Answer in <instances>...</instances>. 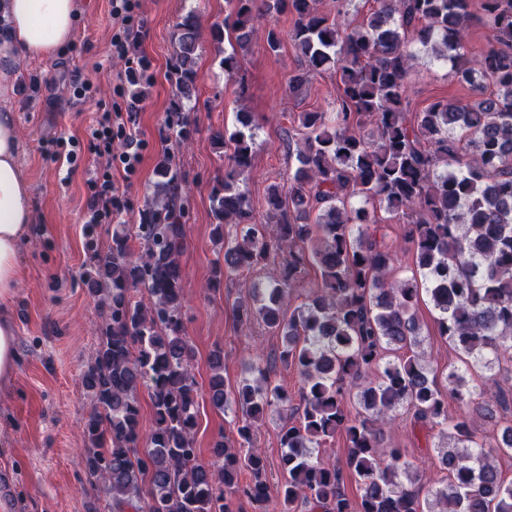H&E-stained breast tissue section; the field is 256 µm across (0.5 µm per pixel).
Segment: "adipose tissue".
<instances>
[{"mask_svg": "<svg viewBox=\"0 0 512 512\" xmlns=\"http://www.w3.org/2000/svg\"><path fill=\"white\" fill-rule=\"evenodd\" d=\"M78 22L77 0H0V82L10 83L26 61L48 62L64 54ZM17 114L0 110V380L9 379L17 353L7 313L19 284L20 246L35 222L32 187L22 174Z\"/></svg>", "mask_w": 512, "mask_h": 512, "instance_id": "1", "label": "adipose tissue"}]
</instances>
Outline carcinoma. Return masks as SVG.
I'll list each match as a JSON object with an SVG mask.
<instances>
[{
	"mask_svg": "<svg viewBox=\"0 0 512 512\" xmlns=\"http://www.w3.org/2000/svg\"><path fill=\"white\" fill-rule=\"evenodd\" d=\"M232 2L241 48L262 19L293 16L288 40L301 68L290 90L314 72H340L332 110L294 118L302 133L295 169L285 184L267 188L263 219L239 185L255 154L251 120L239 113L242 129L212 137L215 149L229 151V162L211 191L212 239L224 243V268L209 286L288 251L278 276L253 284L239 300L235 318L245 330L261 322L283 333L276 360L299 374V401L260 367L254 382L227 391L224 351L214 350L208 401L221 411L237 406L246 418L236 429L241 450L220 439L210 459H201V393L182 314L184 200L176 164L165 154L140 223L113 225L104 254L97 250L99 225H88L83 282L98 298L102 324L82 375L92 405L86 470L112 498V512H232L240 492L261 510L267 463L248 446L257 423L278 407L289 411L280 427L283 512L297 504L307 512H512V482L497 465L512 453V424L479 442L470 414L472 406L488 413L490 403L504 404L512 393L499 378L501 360L512 361V0H481L490 35L478 53L467 41L473 0H372L354 27L344 10L351 0H336L334 15L322 0ZM199 37L189 12L174 27L177 101L166 115V128L181 138L188 134L183 112L195 88ZM421 48L451 61L474 99L410 111L406 87ZM381 206L406 219L404 249L416 264L410 277L389 276L398 250L378 234ZM134 241L145 247L139 256ZM309 264L320 280L288 313ZM139 288L149 305L133 300ZM422 294L436 310L439 335L466 364L488 372L481 386H468L454 368L439 383L421 350ZM141 389L153 408L146 435ZM448 395L460 404L454 416ZM402 411L450 440L439 451L446 482L424 500L404 449L384 440V428ZM338 433L347 442L344 469L320 456ZM349 477L359 487L356 501L344 490Z\"/></svg>",
	"mask_w": 512,
	"mask_h": 512,
	"instance_id": "cac0c4a2",
	"label": "carcinoma"
}]
</instances>
